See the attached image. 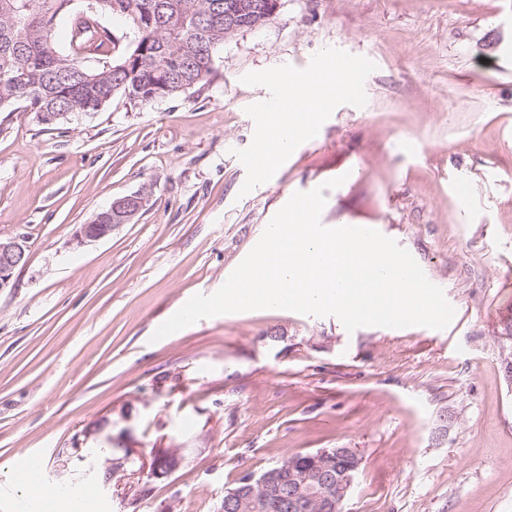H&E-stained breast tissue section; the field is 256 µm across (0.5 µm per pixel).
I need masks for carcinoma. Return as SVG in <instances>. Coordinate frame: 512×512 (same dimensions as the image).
<instances>
[{"label": "carcinoma", "mask_w": 512, "mask_h": 512, "mask_svg": "<svg viewBox=\"0 0 512 512\" xmlns=\"http://www.w3.org/2000/svg\"><path fill=\"white\" fill-rule=\"evenodd\" d=\"M253 6L247 29L266 25L273 0H99V18L78 15L73 0H0V112L17 103L42 112L88 114L122 95L148 105L187 94L214 72L224 32V2ZM116 18V35L103 19ZM64 26L67 47L57 44ZM106 56L98 68L83 60Z\"/></svg>", "instance_id": "1"}]
</instances>
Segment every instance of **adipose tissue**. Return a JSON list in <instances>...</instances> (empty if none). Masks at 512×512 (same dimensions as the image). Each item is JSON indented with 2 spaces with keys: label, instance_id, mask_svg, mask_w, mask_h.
Wrapping results in <instances>:
<instances>
[{
  "label": "adipose tissue",
  "instance_id": "adipose-tissue-1",
  "mask_svg": "<svg viewBox=\"0 0 512 512\" xmlns=\"http://www.w3.org/2000/svg\"><path fill=\"white\" fill-rule=\"evenodd\" d=\"M263 79L282 88L286 107L285 112L271 117V134L264 142L265 163L272 166L287 155L296 136L314 132L324 98L334 92L348 93L349 85L328 64L302 81L287 78L282 72L266 73Z\"/></svg>",
  "mask_w": 512,
  "mask_h": 512
}]
</instances>
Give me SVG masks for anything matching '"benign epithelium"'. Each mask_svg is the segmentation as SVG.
<instances>
[{"instance_id":"1","label":"benign epithelium","mask_w":512,"mask_h":512,"mask_svg":"<svg viewBox=\"0 0 512 512\" xmlns=\"http://www.w3.org/2000/svg\"><path fill=\"white\" fill-rule=\"evenodd\" d=\"M148 197L142 189L113 202L108 210L75 229L73 242L83 246L110 237L119 227L134 220ZM26 262V246L22 238L0 237V290L10 286L13 274ZM180 463L178 454L158 452L147 477L165 478ZM360 464L361 457L355 448L325 449L305 459H290L287 465L269 469L259 478L247 479L244 485L229 491L224 508L229 512H259L272 502L288 512H335L352 487Z\"/></svg>"}]
</instances>
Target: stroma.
<instances>
[{"instance_id": "obj_1", "label": "stroma", "mask_w": 512, "mask_h": 512, "mask_svg": "<svg viewBox=\"0 0 512 512\" xmlns=\"http://www.w3.org/2000/svg\"><path fill=\"white\" fill-rule=\"evenodd\" d=\"M367 55L362 98L328 96L317 138L266 173L252 115L329 55ZM198 91L38 123L0 112V236L27 262L0 290V512H25L16 463L105 512H224V492L298 452L356 448L342 512H512V0H282L214 54ZM324 226L367 224L407 249L458 316L361 327L255 310L161 340L160 321L218 290L298 191ZM473 185L468 206L453 180ZM134 222L75 246L113 201ZM133 448L182 463L114 469ZM149 194L142 188L140 191L112 202L108 210L96 214L88 224H81L73 233V242L77 246L96 242L112 235L123 224L131 223L145 206ZM181 460V457L177 453L168 451L157 452L149 466L147 477L150 479L168 477L179 467Z\"/></svg>"}]
</instances>
